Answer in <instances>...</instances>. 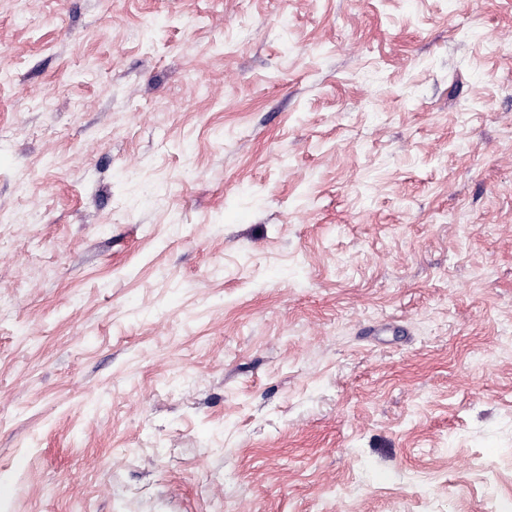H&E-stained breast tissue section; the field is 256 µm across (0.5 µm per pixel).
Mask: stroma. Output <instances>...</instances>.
Returning a JSON list of instances; mask_svg holds the SVG:
<instances>
[{
    "mask_svg": "<svg viewBox=\"0 0 512 512\" xmlns=\"http://www.w3.org/2000/svg\"><path fill=\"white\" fill-rule=\"evenodd\" d=\"M512 512V0H0V512Z\"/></svg>",
    "mask_w": 512,
    "mask_h": 512,
    "instance_id": "35a3bbf8",
    "label": "stroma"
}]
</instances>
